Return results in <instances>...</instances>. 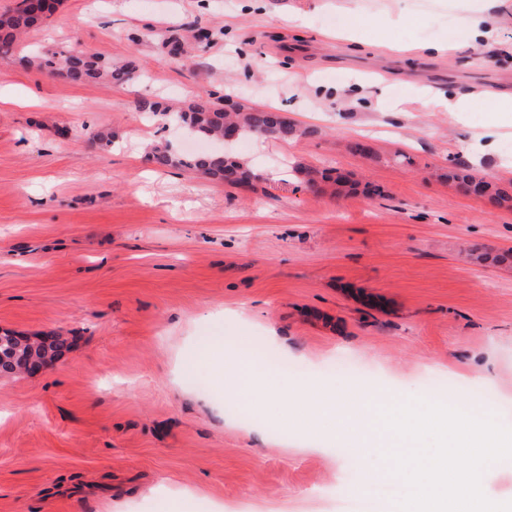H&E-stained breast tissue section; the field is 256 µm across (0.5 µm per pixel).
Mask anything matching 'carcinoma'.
Here are the masks:
<instances>
[{
    "instance_id": "1",
    "label": "carcinoma",
    "mask_w": 512,
    "mask_h": 512,
    "mask_svg": "<svg viewBox=\"0 0 512 512\" xmlns=\"http://www.w3.org/2000/svg\"><path fill=\"white\" fill-rule=\"evenodd\" d=\"M55 12L47 0H17L14 8L0 13V55L14 53L19 36L39 27L45 19ZM27 66L34 67L52 75H63L71 84L105 82L123 85L130 80L133 66L129 61H114L103 56L62 48L51 52H40L27 57ZM277 113L275 109L254 110L250 112H226L201 100L177 112L182 125L198 138L216 140L224 133V124L232 121L237 125L239 134L265 136L279 141L308 138L316 133L310 127H302L291 122L268 125L269 116ZM149 160L158 168L186 167L201 175L231 186L250 185L260 180V175L246 162L226 153L205 155H184L173 150L172 146L156 144L150 148ZM307 185L315 187L322 182H333L341 186L345 179L338 175L331 177L311 167L297 170ZM448 182L462 191L471 186L479 189L480 199L493 208L512 207V182L504 187L469 169L458 161L448 169ZM25 371L24 356L14 351L10 336H0V376L12 377Z\"/></svg>"
}]
</instances>
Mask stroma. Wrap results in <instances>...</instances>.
Wrapping results in <instances>:
<instances>
[{"mask_svg": "<svg viewBox=\"0 0 512 512\" xmlns=\"http://www.w3.org/2000/svg\"><path fill=\"white\" fill-rule=\"evenodd\" d=\"M408 5L61 0L23 53L75 44L133 62L131 81L65 84L0 58V91L18 98L0 103V333L70 343L42 372L0 378V512H168L175 499L343 512L348 469L378 462H353L344 424L289 419L295 385L405 401L427 398L426 372L450 371L462 383L443 403L491 392L512 427V209L445 178L461 160L512 179V112L485 98L512 94V0L477 44L440 0ZM185 27L206 38L172 53ZM427 94H468L472 109L427 107ZM207 96L278 107L316 134L234 141L263 176L252 186L157 168L147 144L212 146L141 101ZM356 140L369 155L349 152ZM297 163L384 194L308 189ZM219 334L233 380L218 395L186 363Z\"/></svg>", "mask_w": 512, "mask_h": 512, "instance_id": "1", "label": "stroma"}]
</instances>
